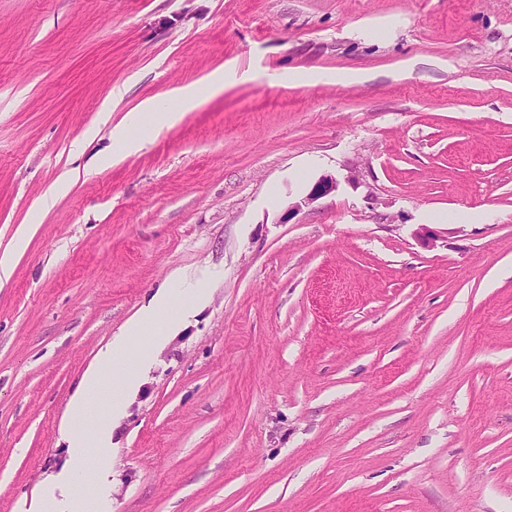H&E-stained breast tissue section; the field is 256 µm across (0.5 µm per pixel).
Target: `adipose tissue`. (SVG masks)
Returning <instances> with one entry per match:
<instances>
[{
  "instance_id": "1",
  "label": "adipose tissue",
  "mask_w": 512,
  "mask_h": 512,
  "mask_svg": "<svg viewBox=\"0 0 512 512\" xmlns=\"http://www.w3.org/2000/svg\"><path fill=\"white\" fill-rule=\"evenodd\" d=\"M200 295L201 291L197 288L184 294L165 293L135 323L113 336L100 359L101 365L111 368V378H104L97 372L86 374L82 394L71 409L70 426L66 433L71 465L64 475L66 482L74 484L81 480L88 452H95L98 470L106 468L112 426L122 412L125 396L138 385L141 371L150 361L146 353L129 356L130 337L142 335L156 323L159 316L184 317Z\"/></svg>"
}]
</instances>
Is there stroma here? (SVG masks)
<instances>
[{
  "mask_svg": "<svg viewBox=\"0 0 512 512\" xmlns=\"http://www.w3.org/2000/svg\"><path fill=\"white\" fill-rule=\"evenodd\" d=\"M21 233L0 512L80 495L79 384L177 270L204 298L131 342L104 512H512V0H0V254ZM204 82L199 87L186 86L176 91L175 97H177L181 103V111L177 112H149V113H129L132 114L127 122L121 129L112 131L110 137L113 141H118L122 144L125 151H132L138 148L143 140L132 134V129L140 126L143 114L152 115V121L154 125H173L178 122L184 111L194 108L201 98V92H212V94L218 93L224 88V74L214 73L206 76L202 79Z\"/></svg>",
  "mask_w": 512,
  "mask_h": 512,
  "instance_id": "1",
  "label": "stroma"
}]
</instances>
